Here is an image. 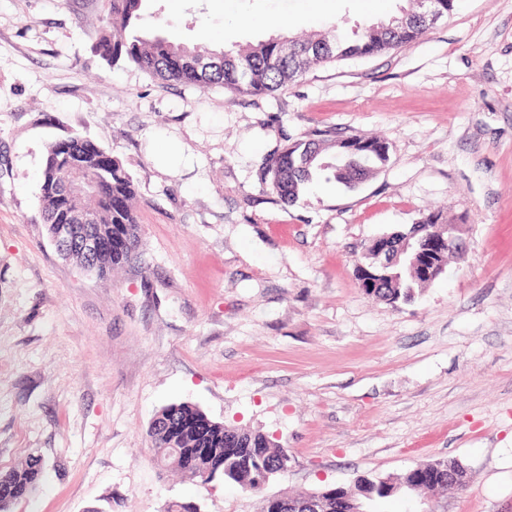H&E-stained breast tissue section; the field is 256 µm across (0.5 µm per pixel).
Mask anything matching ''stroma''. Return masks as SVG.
I'll use <instances>...</instances> for the list:
<instances>
[{
    "label": "stroma",
    "mask_w": 512,
    "mask_h": 512,
    "mask_svg": "<svg viewBox=\"0 0 512 512\" xmlns=\"http://www.w3.org/2000/svg\"><path fill=\"white\" fill-rule=\"evenodd\" d=\"M341 0H145L143 33L244 47L279 31L352 33ZM105 0H0V469L35 454L11 512H261L264 496L468 470L443 512H512V0H460L419 41L312 68L270 95L164 84L90 47ZM331 130L390 160L293 206L260 185L273 152ZM79 134L132 175L138 260L108 279L62 258L39 204L46 146ZM439 211L466 250L409 302L367 296L377 237ZM187 402L273 436L263 494L159 470L147 429Z\"/></svg>",
    "instance_id": "35a3bbf8"
}]
</instances>
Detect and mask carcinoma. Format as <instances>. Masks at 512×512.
<instances>
[{"label": "carcinoma", "mask_w": 512, "mask_h": 512, "mask_svg": "<svg viewBox=\"0 0 512 512\" xmlns=\"http://www.w3.org/2000/svg\"><path fill=\"white\" fill-rule=\"evenodd\" d=\"M144 0H107L108 10L102 19L99 38L93 52L107 65L124 61L163 82L193 85L199 88L219 86L234 94L261 96L271 94L300 80L312 67L336 60L370 57L410 44L426 29L411 21L401 25L404 17H415L418 6L402 9L401 15L380 20L362 32L345 37L341 33L329 37L313 35L295 40L285 49L281 37H271L242 49H215L203 42L186 43L166 34L146 37L136 33ZM323 139L298 141L266 159L260 172V183L270 188L288 205L295 204L321 176L353 190L389 161L388 144L376 137L338 138L330 131ZM71 149L87 161L78 173L58 161L61 144L54 140L46 147L41 175L39 201L47 230L59 223L56 191L65 189L81 210L93 213L94 228L112 235V249L89 262L79 252L69 254L81 269L99 278L132 261L136 256L139 224L132 208L136 188L132 176L116 158L104 176L92 165L96 156L108 150L80 135L67 137ZM447 220L431 213L398 233L397 239H421L433 234L435 225ZM397 275L366 294L387 303L408 301L415 291L429 284L418 271L404 263ZM147 437L152 459L162 458L160 470H174L191 479L207 473L231 479L247 492L262 493L270 480L269 473L288 465L287 450L269 435L226 426L211 420L198 407L188 403H172L163 407L151 422ZM42 461L31 456L20 466L0 470V512L26 498L38 487ZM468 471L456 459H438L407 470L398 478L390 475H362L348 487H326L329 499L326 512H343L344 501L353 500L360 509H371L374 502L417 490L464 488ZM307 498L300 494L287 498L290 508L272 498L263 500L262 512H296Z\"/></svg>", "instance_id": "obj_1"}]
</instances>
